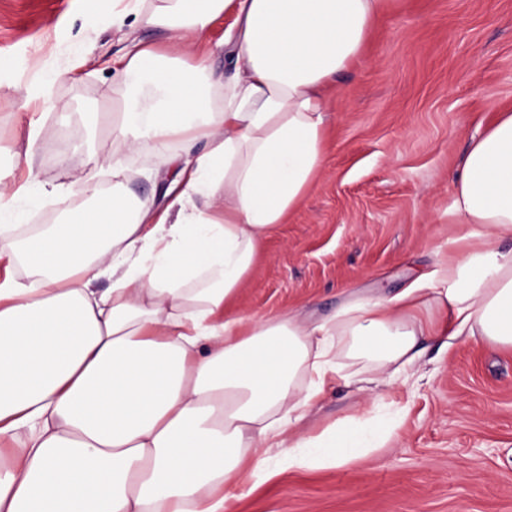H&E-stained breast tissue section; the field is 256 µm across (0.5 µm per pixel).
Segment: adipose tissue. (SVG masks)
<instances>
[{
  "instance_id": "ef3b65f1",
  "label": "adipose tissue",
  "mask_w": 512,
  "mask_h": 512,
  "mask_svg": "<svg viewBox=\"0 0 512 512\" xmlns=\"http://www.w3.org/2000/svg\"><path fill=\"white\" fill-rule=\"evenodd\" d=\"M384 2L163 0L141 22L168 30L182 53L129 39L120 149L99 161L111 193L78 176L92 204L22 235L20 191L0 180V512H225L266 479L263 449L294 469L386 445L388 427L300 425L334 384L359 381L339 357L393 376L413 368L420 337L434 333L413 312L446 313L449 338L512 347L511 112L473 138L448 256L424 282L348 300L321 321L225 313L266 234L321 174L336 78ZM223 14L230 51L218 76L197 46ZM146 146L172 168L163 209L121 189L122 152ZM19 262L29 281L12 276ZM103 275L112 285L100 293L91 283Z\"/></svg>"
}]
</instances>
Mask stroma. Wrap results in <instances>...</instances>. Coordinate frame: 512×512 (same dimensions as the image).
I'll use <instances>...</instances> for the list:
<instances>
[{"instance_id":"obj_1","label":"stroma","mask_w":512,"mask_h":512,"mask_svg":"<svg viewBox=\"0 0 512 512\" xmlns=\"http://www.w3.org/2000/svg\"><path fill=\"white\" fill-rule=\"evenodd\" d=\"M114 0H0V179L31 181L20 225L61 204L42 187L96 167L120 112L128 37L166 49L167 30ZM47 83V102L20 90ZM512 111V0H387L365 55L337 79L324 171L260 247L234 306L254 318L322 320L352 297H390L448 254L454 179L473 137ZM32 171L16 168L31 126ZM127 191L163 203L171 173L144 149L124 160ZM408 375L369 392L334 386L312 434L342 419L394 418L384 448L341 467L275 470L230 512H512V348L429 336Z\"/></svg>"}]
</instances>
